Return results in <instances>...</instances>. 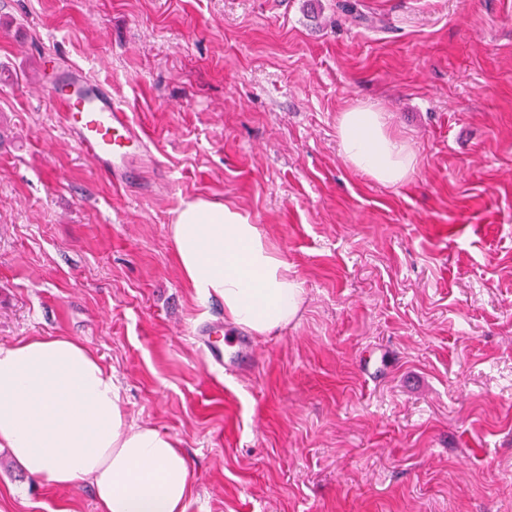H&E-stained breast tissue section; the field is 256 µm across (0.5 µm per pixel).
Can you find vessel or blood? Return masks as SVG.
<instances>
[{
	"label": "vessel or blood",
	"instance_id": "vessel-or-blood-1",
	"mask_svg": "<svg viewBox=\"0 0 512 512\" xmlns=\"http://www.w3.org/2000/svg\"><path fill=\"white\" fill-rule=\"evenodd\" d=\"M43 89L78 150L90 155L113 184L127 183L134 161L150 154L144 134L129 112L83 69L73 66L47 72ZM200 333L213 364L223 365L222 325L210 324Z\"/></svg>",
	"mask_w": 512,
	"mask_h": 512
}]
</instances>
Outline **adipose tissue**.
<instances>
[{
  "mask_svg": "<svg viewBox=\"0 0 512 512\" xmlns=\"http://www.w3.org/2000/svg\"><path fill=\"white\" fill-rule=\"evenodd\" d=\"M342 157L388 185L404 182L415 155L373 106L337 122ZM182 277L197 299L224 302V319L264 336L288 326L303 289L248 216L205 198L182 202L170 227ZM111 372L82 342L34 336L0 347V448L48 487L79 481L101 512H186L190 462L178 441L129 423Z\"/></svg>",
  "mask_w": 512,
  "mask_h": 512,
  "instance_id": "ef3b65f1",
  "label": "adipose tissue"
}]
</instances>
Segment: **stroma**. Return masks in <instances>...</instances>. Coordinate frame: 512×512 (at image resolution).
<instances>
[{"label":"stroma","mask_w":512,"mask_h":512,"mask_svg":"<svg viewBox=\"0 0 512 512\" xmlns=\"http://www.w3.org/2000/svg\"><path fill=\"white\" fill-rule=\"evenodd\" d=\"M112 88L154 161L116 187L46 101ZM366 104L416 156L340 154ZM244 211L305 290L215 370L182 201ZM70 336L128 419L180 442L186 512H512V0H0V347ZM0 512H100L0 449ZM337 138L344 160L380 183L401 184L414 170V153L389 132L382 113L371 105L341 112Z\"/></svg>","instance_id":"35a3bbf8"}]
</instances>
